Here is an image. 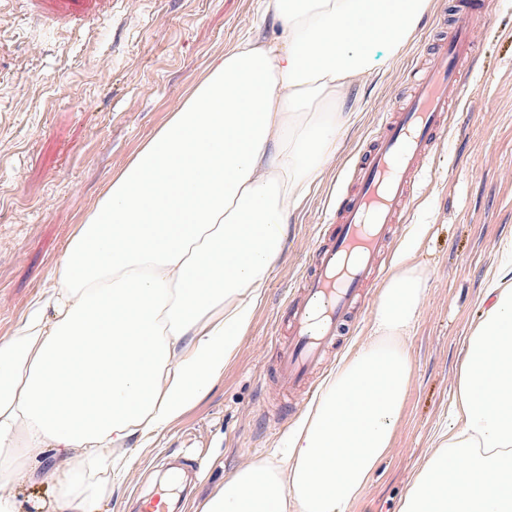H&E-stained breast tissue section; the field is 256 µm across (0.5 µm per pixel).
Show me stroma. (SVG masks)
<instances>
[{
  "mask_svg": "<svg viewBox=\"0 0 512 512\" xmlns=\"http://www.w3.org/2000/svg\"><path fill=\"white\" fill-rule=\"evenodd\" d=\"M462 2L432 0L410 43L349 92L350 126L288 221L283 255L237 354L211 394L137 454L112 512H133L139 496L165 485L171 464L199 458L206 468L193 475L179 512H202L227 476L268 457L368 338L395 251L310 390L288 398L276 391L285 304L315 246L331 237L328 216L353 191L354 170L380 131L382 113L404 98L410 68L431 60V45L449 31L451 6ZM491 2L489 23L475 33L481 54L471 86L398 228L397 246L413 244L409 264L427 277L424 305L403 339L414 377L392 445L354 512H398L433 452L479 319L482 283L500 241L512 236V0ZM256 30L269 40L281 36L264 0H100L66 18L44 0H0V338L50 284L75 224L113 172L179 108L212 58Z\"/></svg>",
  "mask_w": 512,
  "mask_h": 512,
  "instance_id": "1",
  "label": "stroma"
}]
</instances>
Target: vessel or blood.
<instances>
[{
	"label": "vessel or blood",
	"instance_id": "vessel-or-blood-1",
	"mask_svg": "<svg viewBox=\"0 0 512 512\" xmlns=\"http://www.w3.org/2000/svg\"><path fill=\"white\" fill-rule=\"evenodd\" d=\"M490 18L487 0H467L452 33L434 49L436 62L412 69L410 93L357 168L355 190L336 213L331 238L318 245L294 300L287 305L289 336L280 346L277 376L287 388L306 383L348 329L371 272L392 241V226L416 191L419 168L447 133L479 53L474 31Z\"/></svg>",
	"mask_w": 512,
	"mask_h": 512
}]
</instances>
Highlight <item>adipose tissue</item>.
Segmentation results:
<instances>
[{
    "label": "adipose tissue",
    "mask_w": 512,
    "mask_h": 512,
    "mask_svg": "<svg viewBox=\"0 0 512 512\" xmlns=\"http://www.w3.org/2000/svg\"><path fill=\"white\" fill-rule=\"evenodd\" d=\"M431 0H266L279 39L215 57L75 226L53 282L0 338V512L52 480L44 512H99L133 452L223 378L347 126L339 111ZM400 251L371 342L326 382L279 457L225 478L203 512H352L389 451L411 383L426 280ZM450 423L399 512H512V237L482 285ZM52 464H45L47 450Z\"/></svg>",
    "instance_id": "obj_1"
}]
</instances>
